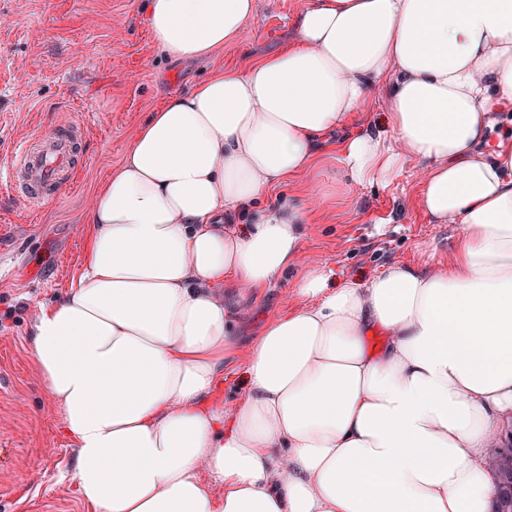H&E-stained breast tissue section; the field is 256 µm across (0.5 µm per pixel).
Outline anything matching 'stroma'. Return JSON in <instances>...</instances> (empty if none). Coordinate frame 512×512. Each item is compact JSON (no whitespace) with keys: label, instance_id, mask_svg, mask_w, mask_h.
<instances>
[{"label":"stroma","instance_id":"1","mask_svg":"<svg viewBox=\"0 0 512 512\" xmlns=\"http://www.w3.org/2000/svg\"><path fill=\"white\" fill-rule=\"evenodd\" d=\"M306 0H257L239 45L202 61L167 57L143 20V0H0V167L19 144L50 135L76 141L73 185L42 208L0 193V512H89L70 477L76 448L42 391L31 354L41 305L78 276L83 217L110 169L120 165L160 96L181 93L227 68H242L282 46ZM416 176L358 185L336 162L334 145L312 169L278 185L237 218L248 231L288 199L321 194L324 207L306 240L305 260L332 278L371 279L394 261L415 262L425 247H449L460 227L431 224L412 204ZM290 276L261 294L227 291V306L246 316L245 338L290 305Z\"/></svg>","mask_w":512,"mask_h":512}]
</instances>
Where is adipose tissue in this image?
<instances>
[{"mask_svg":"<svg viewBox=\"0 0 512 512\" xmlns=\"http://www.w3.org/2000/svg\"><path fill=\"white\" fill-rule=\"evenodd\" d=\"M256 0H146L177 60L236 43ZM361 185L415 169L449 250L365 283L300 263L319 195L247 233L234 213L328 133ZM512 0H309L246 70L165 95L85 213L83 270L31 353L94 512H494L512 431ZM292 309L241 345L224 291L288 270ZM383 337L373 346L372 337ZM244 391L218 399L225 359Z\"/></svg>","mask_w":512,"mask_h":512,"instance_id":"obj_1","label":"adipose tissue"}]
</instances>
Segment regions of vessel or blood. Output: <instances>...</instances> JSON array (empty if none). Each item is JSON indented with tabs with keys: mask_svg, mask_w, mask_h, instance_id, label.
<instances>
[{
	"mask_svg": "<svg viewBox=\"0 0 512 512\" xmlns=\"http://www.w3.org/2000/svg\"><path fill=\"white\" fill-rule=\"evenodd\" d=\"M72 154L65 135L53 136L49 149L18 148L9 167L0 170V186L10 187L13 173L22 172L24 196L31 207H41L57 184L58 173L69 166Z\"/></svg>",
	"mask_w": 512,
	"mask_h": 512,
	"instance_id": "obj_1",
	"label": "vessel or blood"
}]
</instances>
